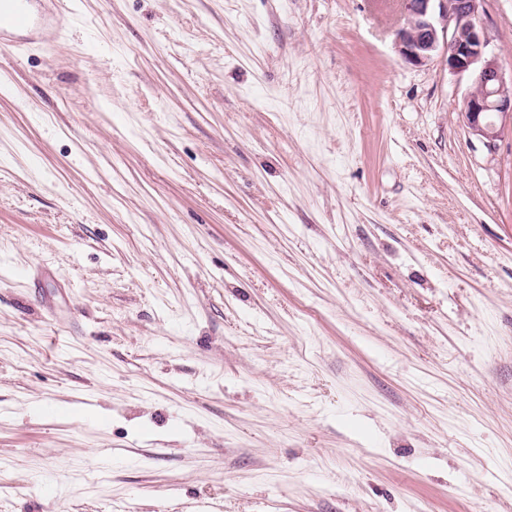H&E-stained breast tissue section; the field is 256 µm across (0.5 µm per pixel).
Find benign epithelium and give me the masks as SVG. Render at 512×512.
<instances>
[{
    "instance_id": "1",
    "label": "benign epithelium",
    "mask_w": 512,
    "mask_h": 512,
    "mask_svg": "<svg viewBox=\"0 0 512 512\" xmlns=\"http://www.w3.org/2000/svg\"><path fill=\"white\" fill-rule=\"evenodd\" d=\"M485 0H401L404 23L396 31L405 62L426 66L445 59L448 69L471 79L463 118L472 134L489 146L501 137L504 121H512V80L505 78L489 50L481 20Z\"/></svg>"
}]
</instances>
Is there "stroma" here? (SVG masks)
I'll return each instance as SVG.
<instances>
[{
    "label": "stroma",
    "instance_id": "stroma-1",
    "mask_svg": "<svg viewBox=\"0 0 512 512\" xmlns=\"http://www.w3.org/2000/svg\"><path fill=\"white\" fill-rule=\"evenodd\" d=\"M57 9L0 53V512H512V127L399 0Z\"/></svg>",
    "mask_w": 512,
    "mask_h": 512
}]
</instances>
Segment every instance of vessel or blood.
Returning <instances> with one entry per match:
<instances>
[{"mask_svg":"<svg viewBox=\"0 0 512 512\" xmlns=\"http://www.w3.org/2000/svg\"><path fill=\"white\" fill-rule=\"evenodd\" d=\"M60 17L44 0H0V50L33 40Z\"/></svg>","mask_w":512,"mask_h":512,"instance_id":"obj_1","label":"vessel or blood"}]
</instances>
